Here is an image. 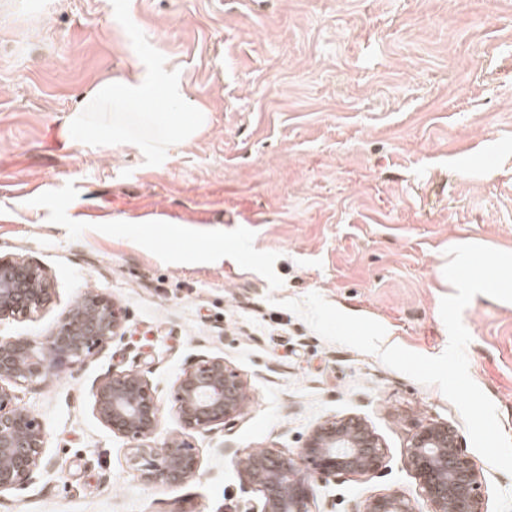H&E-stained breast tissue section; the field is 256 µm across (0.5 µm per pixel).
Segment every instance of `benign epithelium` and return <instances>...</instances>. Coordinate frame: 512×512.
I'll use <instances>...</instances> for the list:
<instances>
[{
	"mask_svg": "<svg viewBox=\"0 0 512 512\" xmlns=\"http://www.w3.org/2000/svg\"><path fill=\"white\" fill-rule=\"evenodd\" d=\"M52 303L46 272L22 257L0 256V320L33 319ZM126 314L112 299L85 293L62 322L39 338L0 337V493L28 488L51 465L40 420L15 403L13 388L38 386L73 372L112 340L126 334ZM246 383L224 358L201 356L173 386L179 431L158 447L162 428L156 392L136 370L114 372L93 386L92 411L113 434L130 442V460L148 483L178 487L202 475L200 449L188 436L212 434L242 414ZM426 502V512H487L483 472L461 448L446 423L423 425L404 451ZM385 448L357 416L317 424L295 452L278 448L233 451L240 479L258 493V512H315V481L350 475L368 477L384 467ZM355 512H420L397 491L367 497Z\"/></svg>",
	"mask_w": 512,
	"mask_h": 512,
	"instance_id": "1",
	"label": "benign epithelium"
}]
</instances>
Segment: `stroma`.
Instances as JSON below:
<instances>
[{
    "instance_id": "35a3bbf8",
    "label": "stroma",
    "mask_w": 512,
    "mask_h": 512,
    "mask_svg": "<svg viewBox=\"0 0 512 512\" xmlns=\"http://www.w3.org/2000/svg\"><path fill=\"white\" fill-rule=\"evenodd\" d=\"M130 15L209 116L158 166L63 129L85 90L145 69L111 0H0V255L39 264L53 288L0 337L47 334L89 291L128 315L125 337L73 373L15 388L51 472L1 493L0 512H251L221 444L294 451L350 415L386 466L317 483V512L391 490L420 500L404 450L433 422L470 446L458 409L280 303L316 292L384 325L385 344L445 350L449 240L512 249V0H130ZM462 320L470 375L512 438V304L479 294ZM201 355L240 373L249 406L230 431L193 436L201 478L145 483L93 416L92 385L144 371L161 443L174 381ZM481 468L488 512H512V475Z\"/></svg>"
}]
</instances>
